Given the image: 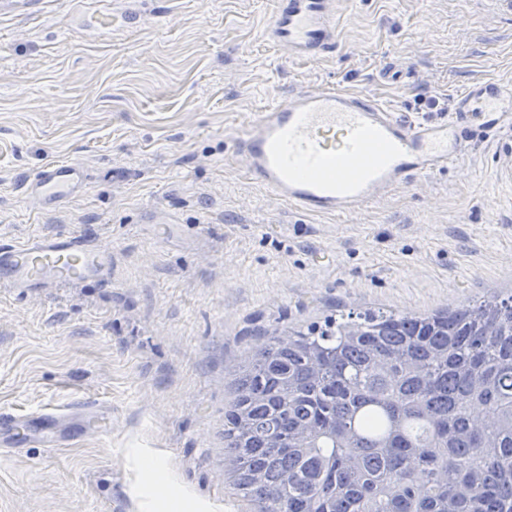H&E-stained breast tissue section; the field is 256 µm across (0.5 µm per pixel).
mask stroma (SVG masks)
Returning <instances> with one entry per match:
<instances>
[{
  "label": "stroma",
  "mask_w": 512,
  "mask_h": 512,
  "mask_svg": "<svg viewBox=\"0 0 512 512\" xmlns=\"http://www.w3.org/2000/svg\"><path fill=\"white\" fill-rule=\"evenodd\" d=\"M270 11L0 0V239L112 250L108 282L0 287V410L94 397L104 412L98 428L61 419L55 447L0 450V512H252L224 478V413L270 337L512 298V130L476 133L381 202L314 216L255 187L232 142L252 113L324 83L442 120L423 98L512 83V0H341L342 45L324 59L268 41ZM52 160L82 163L90 188L40 211L24 184Z\"/></svg>",
  "instance_id": "35a3bbf8"
}]
</instances>
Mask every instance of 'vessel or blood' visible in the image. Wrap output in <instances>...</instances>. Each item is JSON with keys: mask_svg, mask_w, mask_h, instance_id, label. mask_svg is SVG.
Returning a JSON list of instances; mask_svg holds the SVG:
<instances>
[{"mask_svg": "<svg viewBox=\"0 0 512 512\" xmlns=\"http://www.w3.org/2000/svg\"><path fill=\"white\" fill-rule=\"evenodd\" d=\"M340 0H272L270 40L296 58L335 53ZM455 119L409 121L382 102L332 85L292 91L255 113L233 146L248 179L306 215L351 213L420 175L446 169L478 130L512 126V86L472 82L454 100ZM88 189L77 161L47 163L26 183L39 209L65 206ZM108 249L76 234H39L0 243V284L12 288L76 285L105 274Z\"/></svg>", "mask_w": 512, "mask_h": 512, "instance_id": "vessel-or-blood-1", "label": "vessel or blood"}]
</instances>
